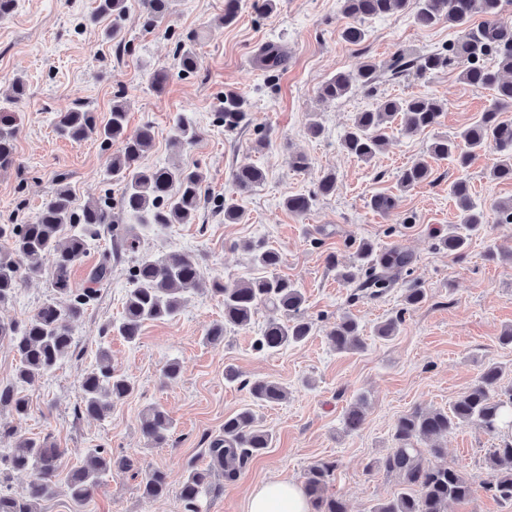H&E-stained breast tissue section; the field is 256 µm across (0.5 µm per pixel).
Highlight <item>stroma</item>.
<instances>
[{"instance_id": "1", "label": "stroma", "mask_w": 512, "mask_h": 512, "mask_svg": "<svg viewBox=\"0 0 512 512\" xmlns=\"http://www.w3.org/2000/svg\"><path fill=\"white\" fill-rule=\"evenodd\" d=\"M242 2L236 22L227 26L221 22L224 0H170L167 15L149 28L137 0H129L121 52L108 35L111 18L89 22L97 0H19L13 15L0 21V98L10 94L15 81H24L27 89L16 106L22 116L16 162L0 172V224L32 221L61 176L76 207L117 196V186L103 176L109 148L95 138L57 137L48 117L82 104L103 121L120 95L129 129L146 122L154 126L145 163L199 166L210 195L196 223L175 224L162 238H146L145 250H198L204 277L235 281L262 274L239 243L265 240L282 252L279 272L302 289L313 322L305 344L259 353L254 341L274 315L262 306L249 327L228 330L214 345L204 335L223 321L224 307L208 293H190L176 318L145 323L136 342L111 337L112 365L135 391L117 402L106 420L78 419L73 407L80 400L79 377L96 361L102 328L122 314L130 264L118 263L111 284L73 325L81 359L67 360L35 386L23 388L30 413L22 431L51 437L63 452L62 471L81 466L87 449L99 444L132 459L135 470L106 477L80 506L60 490L44 512H182L178 493L188 466L205 467L207 438L222 431L225 418L248 407L273 432V445L235 482L217 483L206 512H244L251 486L270 478L303 482L307 469L320 461L336 464L325 496L342 498L349 512H372L380 500L403 489L395 475L377 465L395 445L400 416L416 408L449 409L489 363L503 366V384L512 383V345L500 341L512 326V262L486 256L496 245L512 249V223L486 224L463 257L439 248V237L459 220L448 193L458 172L448 160L430 159V182L400 192L398 209L384 214L372 206L376 195L398 192L402 168L429 159L427 148L435 137L478 120L490 103L491 91L463 83L455 67L424 79L395 77L387 69L397 50H439L458 39V31L444 24L421 28L410 14H396L369 22L366 41L353 45L340 36L348 20L339 0H279L267 18L253 12L251 0ZM191 32L200 35L198 70L173 76L163 90L151 89V73L172 67L176 38ZM270 41L286 53L285 64L275 70L256 61L260 46ZM367 60L382 65L376 94L359 90L336 101L319 98L325 80ZM228 88L251 103L246 124L231 134L214 121L217 100ZM381 96L434 97L443 100L445 112L439 126L421 135L391 132L384 150L365 162L344 152L340 137L355 114L372 108ZM180 112L191 116L200 131L189 150L171 138L172 120ZM313 120L322 124V137L308 134ZM266 129L272 141L263 145L259 133ZM292 153L306 155V170L291 167ZM494 161L490 151L473 161L467 171L472 191L489 202L510 200L512 181L489 175ZM245 162L261 167L266 178L254 193L240 196L231 189L230 174ZM330 170L337 176L334 195L319 199L302 216L284 208L286 195L313 190ZM223 200L240 209L239 223H225L223 213L213 211V204ZM365 243L378 250L396 245L414 257L410 272L380 297L338 281L327 262L332 255L346 263ZM50 282L47 274L23 282L14 301L0 307V320L25 319L51 295ZM410 284L422 288L425 299L408 308L403 295ZM345 314L357 318L365 346L340 354L327 333ZM396 314L402 321L395 336L376 337L377 324ZM173 360L181 374L168 382L162 369ZM229 370L238 373L237 381L226 380ZM257 377L287 386V398L253 406L240 382ZM359 400L364 424L346 431L343 413ZM149 406L163 408L173 420L166 447H153L139 431L140 414ZM499 444V438L472 424L444 439L441 464L461 468L475 490L470 499L449 502L448 512H512V502L483 489L490 476L488 458ZM154 469L166 473L168 492L149 500L141 483Z\"/></svg>"}]
</instances>
